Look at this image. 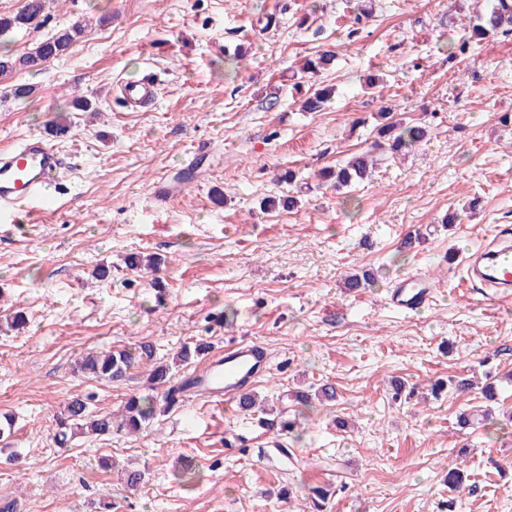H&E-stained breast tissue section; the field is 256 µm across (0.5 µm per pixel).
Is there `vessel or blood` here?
Listing matches in <instances>:
<instances>
[{
    "instance_id": "b4317fda",
    "label": "vessel or blood",
    "mask_w": 512,
    "mask_h": 512,
    "mask_svg": "<svg viewBox=\"0 0 512 512\" xmlns=\"http://www.w3.org/2000/svg\"><path fill=\"white\" fill-rule=\"evenodd\" d=\"M152 81L122 83L120 92L127 105L140 107L151 102ZM64 159L50 141L25 139L16 150L0 155V222L14 224L34 207L48 206L60 183ZM466 275L487 288L494 299L512 297V241L496 238L465 257ZM436 286L416 273L399 282L390 293V304L405 313L429 305ZM265 349L257 343L235 342L225 346L223 357L213 359L196 384L225 401L237 396L269 371Z\"/></svg>"
}]
</instances>
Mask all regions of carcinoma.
<instances>
[{"mask_svg": "<svg viewBox=\"0 0 512 512\" xmlns=\"http://www.w3.org/2000/svg\"><path fill=\"white\" fill-rule=\"evenodd\" d=\"M45 10L44 0H25L22 8L12 16L0 17V35L10 32L36 29L41 25ZM84 27L75 23L54 36L41 41L32 49L20 56L4 55L0 57V75L15 70L38 71L55 59L63 57L69 47L83 34ZM507 36L512 34V0H493L491 8L485 13L477 14V23L470 29V35L457 40L448 36V61L452 62L462 54L469 41H481L490 34ZM335 54L322 51L305 59L301 75L313 78L331 65ZM334 88L318 86L304 100V108L317 112L331 99ZM384 122L377 126L376 139L372 150L352 156L346 163L336 167H325L320 171V179L340 192L353 183L371 176L378 161L385 155H399L419 144L427 138L429 129L422 125H405L390 120L389 112L380 113ZM208 346L204 343L192 347L184 346L177 354L174 366L182 365L193 357L206 354ZM153 357V347L142 343L134 351L127 349L91 352L79 364V371L101 382L113 383L122 380L135 361H149ZM172 366V367H174ZM169 365H158L150 373L151 379L159 386L167 387L160 397H141L132 395L124 403L121 415L110 413L92 415L87 410V402L76 397L68 402L62 417L57 420L56 439L66 443L68 438L79 431H87L97 436H110L115 427L125 428L136 432L147 426L157 416L158 407L168 408L176 402L175 387L171 386L174 373ZM450 389L460 395H467L475 389H480L483 398H495V385L487 382L483 386L466 376H458L448 380ZM319 401L331 402L336 398V389L329 383L321 384L314 394L305 392L298 395L302 403L309 405L312 398Z\"/></svg>", "mask_w": 512, "mask_h": 512, "instance_id": "cac0c4a2", "label": "carcinoma"}]
</instances>
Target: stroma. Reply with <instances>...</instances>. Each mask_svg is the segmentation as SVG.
<instances>
[{
    "mask_svg": "<svg viewBox=\"0 0 512 512\" xmlns=\"http://www.w3.org/2000/svg\"><path fill=\"white\" fill-rule=\"evenodd\" d=\"M361 3L46 0L38 29L0 39V55H19L84 27L41 72L0 78V149L48 135L54 115L71 127L55 140L65 193L32 223H0V415L15 422L0 441V512H97L103 498L118 512H310L308 490L322 484L333 487L325 512H512V424H456L467 409L512 411V300L484 298L460 267L493 236L512 238V38L469 43L452 68L442 36L468 32L472 0H371L352 37ZM322 50L336 54L319 78L336 95L305 112L314 80L296 91L293 74ZM151 72L153 102L129 111L118 82ZM16 84L31 94L13 98ZM76 96L93 111H76ZM386 108L429 125L427 140L347 194L324 185L318 171L366 150ZM289 168L300 181L282 180ZM160 180L178 185L169 201L152 195ZM138 253L155 271L127 266ZM100 266L110 279L93 278ZM363 270L371 286L346 291ZM418 272L436 281L435 299L402 313L390 291ZM17 312L24 323L6 327ZM198 340L215 352L265 345L272 367L253 391L295 428L268 431L237 404L187 391L139 433L56 443L72 398L118 412L154 394V362ZM140 342L154 359L120 382L76 370L88 351ZM462 374L493 377L496 400L431 396ZM395 379L410 398L393 399ZM322 383L335 401H297ZM458 462L471 490L455 496ZM129 465L148 471L134 489ZM187 466L195 478L176 479Z\"/></svg>",
    "mask_w": 512,
    "mask_h": 512,
    "instance_id": "1",
    "label": "stroma"
}]
</instances>
